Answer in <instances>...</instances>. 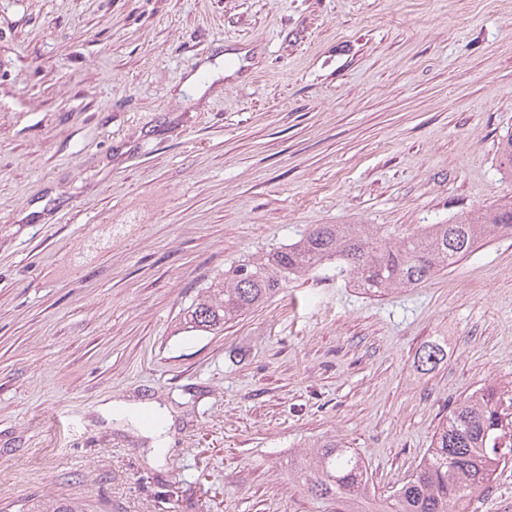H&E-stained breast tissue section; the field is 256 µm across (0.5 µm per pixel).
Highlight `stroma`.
<instances>
[{
    "mask_svg": "<svg viewBox=\"0 0 512 512\" xmlns=\"http://www.w3.org/2000/svg\"><path fill=\"white\" fill-rule=\"evenodd\" d=\"M510 127L512 0H0V512H333L292 473L327 441L393 494L452 408L512 390V238L381 298L327 270L176 328L312 225L512 196ZM496 166L502 178L512 180V127L506 130L498 142ZM446 355L445 348L441 343L429 342L422 347L417 355V367L422 371L430 372L445 359ZM19 512H81V510L74 502L65 503L52 497H42L22 504Z\"/></svg>",
    "mask_w": 512,
    "mask_h": 512,
    "instance_id": "obj_1",
    "label": "stroma"
}]
</instances>
